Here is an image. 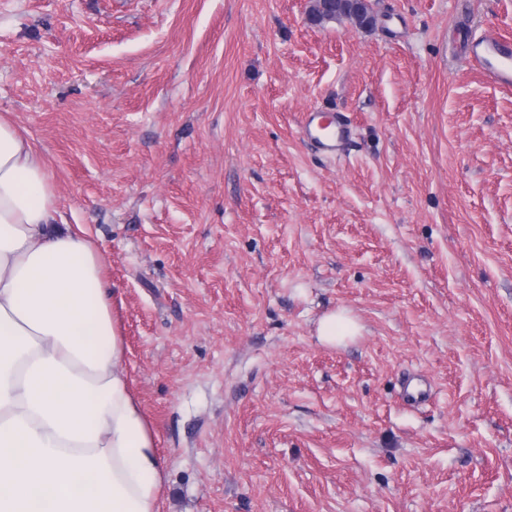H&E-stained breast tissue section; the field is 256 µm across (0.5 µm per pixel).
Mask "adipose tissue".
<instances>
[{
    "label": "adipose tissue",
    "mask_w": 512,
    "mask_h": 512,
    "mask_svg": "<svg viewBox=\"0 0 512 512\" xmlns=\"http://www.w3.org/2000/svg\"><path fill=\"white\" fill-rule=\"evenodd\" d=\"M52 177L0 119V512H159L105 261L53 222Z\"/></svg>",
    "instance_id": "ef3b65f1"
}]
</instances>
